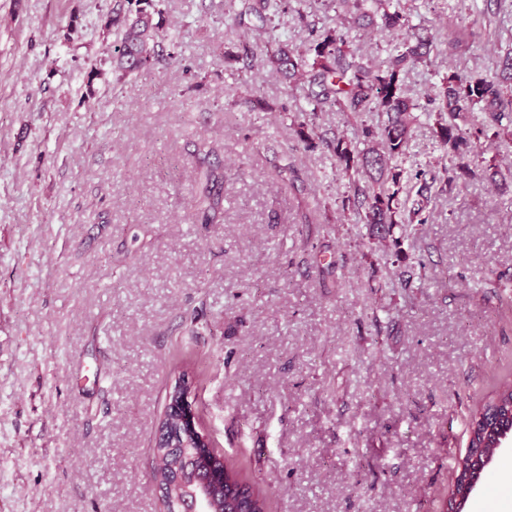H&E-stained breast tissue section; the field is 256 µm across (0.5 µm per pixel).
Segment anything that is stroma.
I'll use <instances>...</instances> for the list:
<instances>
[{"mask_svg":"<svg viewBox=\"0 0 512 512\" xmlns=\"http://www.w3.org/2000/svg\"><path fill=\"white\" fill-rule=\"evenodd\" d=\"M118 0H0V512H162L169 372L269 512H440L470 410L512 378V184L447 188L427 95L512 50V0H402L433 36L404 79L425 224L386 264L306 102L228 0H160L163 56L116 79ZM334 7L276 15L280 39ZM250 69L226 63L241 41ZM261 107H251L252 99ZM224 165L197 224L196 150ZM466 512H512V445Z\"/></svg>","mask_w":512,"mask_h":512,"instance_id":"35a3bbf8","label":"stroma"}]
</instances>
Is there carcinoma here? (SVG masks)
Here are the masks:
<instances>
[{"label": "carcinoma", "mask_w": 512, "mask_h": 512, "mask_svg": "<svg viewBox=\"0 0 512 512\" xmlns=\"http://www.w3.org/2000/svg\"><path fill=\"white\" fill-rule=\"evenodd\" d=\"M136 9L114 11L105 27L119 31L120 38L112 47L115 72L124 77L141 70L158 54L162 31V12L154 0H126ZM340 4L346 25L321 30L313 27L304 49L279 43L266 56V64L291 89L302 86L305 97L316 106L329 105L352 118L365 113L378 116L375 127L362 128L360 143L341 137L326 139L315 135L310 123H297V134L304 142L318 140L335 154L341 170L349 177L350 193L343 208L350 211L358 224L382 245H399L395 230L406 234L414 225L423 224L424 201L407 208L399 199L403 169L400 159L412 136V111L417 108L402 84L405 73L430 59L433 38L409 25L400 0H330ZM282 0H242L236 14L238 25L252 17L263 27L267 12L281 7ZM375 24L383 33L396 35L388 55L377 63L356 58L349 48L348 29ZM434 104L436 136L448 157V188L461 180L479 175L484 149L480 144L485 129H496L512 141V55H506L498 72L473 79L452 73L435 87L429 96ZM213 148L198 152L196 175L202 185L192 209L204 224H215L221 217V195L224 173L208 161ZM512 405V382L503 383L494 398L469 418L470 444L479 446L474 425L489 408ZM215 465L224 468L227 482L247 491L254 501V512H269L268 497L254 482L243 477L233 460L208 440ZM170 472L169 457L162 448L152 449L150 478L164 481Z\"/></svg>", "instance_id": "obj_1"}]
</instances>
